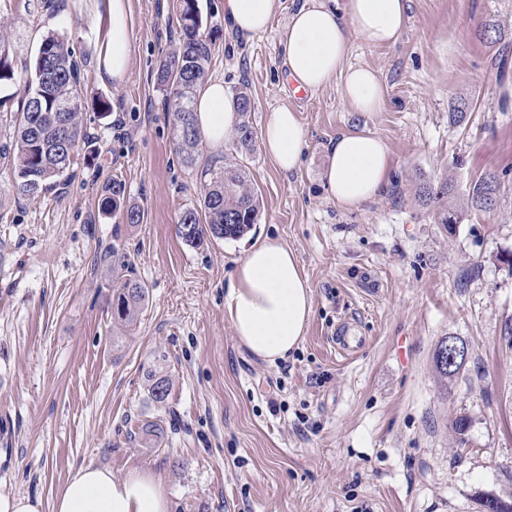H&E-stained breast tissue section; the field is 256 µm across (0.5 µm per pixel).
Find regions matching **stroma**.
<instances>
[{
	"label": "stroma",
	"instance_id": "35a3bbf8",
	"mask_svg": "<svg viewBox=\"0 0 512 512\" xmlns=\"http://www.w3.org/2000/svg\"><path fill=\"white\" fill-rule=\"evenodd\" d=\"M304 0H281L267 31H225L224 0H199L220 33L210 78L246 87L254 133L271 112H296L300 167L277 170L262 150L229 138L201 146L187 166L155 83L179 38L173 0H128L131 66L101 81L96 45L109 31L94 0H0L16 67L32 63L49 31L67 36L83 64V123L75 177L62 190L17 195L0 131V492L51 507L83 465L114 479L158 475L170 512H481L480 498L512 496V0H410L398 42L353 37L351 65L385 85L377 112L351 111L341 79L295 99L280 34ZM498 26L497 42L479 36ZM112 102L108 117L92 104ZM466 100L462 123L451 101ZM382 138L387 189L354 209L328 199L326 148L343 133ZM246 166L261 217L246 239L201 247L176 233L196 205L206 168ZM502 173L495 214L446 230L415 196L449 181L463 193L485 171ZM121 181L144 220L103 214L104 183ZM292 248L313 289L298 348L270 365L242 347L224 312V285L246 241ZM117 249L149 302L121 347L107 311L102 255ZM349 322L366 345L347 359L328 343ZM468 347L449 381L433 367L441 339ZM163 362L165 405L146 372ZM468 420L456 433V417ZM148 422L161 444L137 437Z\"/></svg>",
	"mask_w": 512,
	"mask_h": 512
}]
</instances>
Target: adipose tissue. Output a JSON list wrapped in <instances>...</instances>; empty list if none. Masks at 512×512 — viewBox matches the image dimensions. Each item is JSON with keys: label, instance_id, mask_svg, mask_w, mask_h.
<instances>
[{"label": "adipose tissue", "instance_id": "ef3b65f1", "mask_svg": "<svg viewBox=\"0 0 512 512\" xmlns=\"http://www.w3.org/2000/svg\"><path fill=\"white\" fill-rule=\"evenodd\" d=\"M281 0H224V20L240 37L266 30ZM109 35L97 52L102 80L121 81L131 63L127 0H108ZM409 0H308L291 14L281 35L284 64L300 87L316 90L342 78L352 111H379L384 84L365 66L346 67L352 35L374 46L395 44L408 21ZM196 125L211 147H223L239 121L235 99L223 81L211 80L196 94ZM305 145L295 112L282 108L269 117L261 147L283 171L298 168ZM387 145L365 132L337 137L327 151L324 170L329 198L343 208L360 206L380 194L388 180ZM224 308L241 346L263 362L287 360L297 348L313 314V291L295 252L280 238L265 236L245 247L230 273ZM53 512H169L160 480L132 471L121 480L110 470L80 467L55 497Z\"/></svg>", "mask_w": 512, "mask_h": 512}]
</instances>
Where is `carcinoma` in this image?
<instances>
[{"label": "carcinoma", "instance_id": "carcinoma-1", "mask_svg": "<svg viewBox=\"0 0 512 512\" xmlns=\"http://www.w3.org/2000/svg\"><path fill=\"white\" fill-rule=\"evenodd\" d=\"M180 38L170 52L160 59L156 69L159 89L165 92L166 105L173 106V141L184 163H196L199 136L193 120L194 92L209 74L212 62L213 30L204 25L197 0H177ZM11 46L0 34V84L16 79ZM80 65L69 40L51 31L42 40L33 66L26 73L27 92L18 109L10 113L12 166L16 173L18 195L34 197L58 187L64 188L73 173L75 153L89 143L83 124L79 86ZM235 98L242 117L237 128L241 145L251 146L254 132L248 120L252 111L246 89L237 90ZM500 175L485 172L470 182L467 193L459 196L448 182L424 184L419 197L432 207V219L452 229L455 224L479 218L497 210L501 193ZM102 211L121 212L127 224H140L139 207L124 203L123 185H106ZM260 202L250 177L241 165L211 171L203 186L201 200L180 215L176 232L185 242L200 246L211 239H236L257 223ZM111 317L123 328L133 327L145 308L148 287L128 272L125 259L117 250L106 252ZM447 346L439 343L434 353V367L445 379L457 370H448ZM148 393L152 402L164 404L171 393L169 376L158 368L147 373Z\"/></svg>", "mask_w": 512, "mask_h": 512}]
</instances>
